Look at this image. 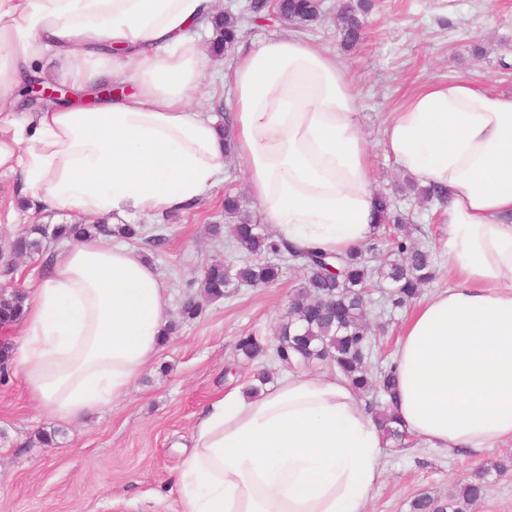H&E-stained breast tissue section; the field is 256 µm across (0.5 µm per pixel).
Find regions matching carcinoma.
<instances>
[{
  "label": "carcinoma",
  "mask_w": 512,
  "mask_h": 512,
  "mask_svg": "<svg viewBox=\"0 0 512 512\" xmlns=\"http://www.w3.org/2000/svg\"><path fill=\"white\" fill-rule=\"evenodd\" d=\"M368 0H343L339 4L336 22L343 34L344 44L357 45L362 35L363 15L368 11ZM266 5L262 0H252L240 14L230 12L214 20L216 35L213 50L229 54L235 48L243 23L257 22L264 18ZM280 20L294 24L300 30H310L326 14L324 0H284L280 4ZM423 202H446L442 191L434 187H418L412 183L400 188ZM376 224H404L406 217L384 193L376 194ZM224 217L230 221L228 229L238 249L254 260L243 265L231 262L214 263L204 271L199 288L207 296L217 299L224 296V289L232 285L254 288L275 284L288 266L298 264L308 271L306 280L294 289L288 304V313L276 326L274 334L239 337L235 350L248 362L262 361L267 357L288 365H309L327 362L343 373L352 383L357 394L363 396L375 391L384 397L377 419L379 427L396 446H401L405 433L392 426L388 414L394 399L392 370L386 366L372 371L367 365L368 355L375 344L365 320L367 289L391 287V301L401 306L419 297L421 288L435 278L433 251L411 242L405 232L391 240L389 252L394 258L377 265L371 264L372 250L359 248L342 254H324L314 250L292 251L272 241L262 225L242 209L240 199L230 194L224 197ZM108 233L115 237L137 239L143 229L135 224H117L113 227L100 221L96 224H57L51 228L34 224L28 231L15 238L11 249L19 256L43 252L44 243ZM26 293L23 290L0 293V317L9 318L8 324L17 322L23 312ZM486 475L481 474L464 484L458 492L441 500L426 493L418 495L411 504L412 512H470V507L480 501L486 492Z\"/></svg>",
  "instance_id": "obj_1"
}]
</instances>
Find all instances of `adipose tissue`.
Listing matches in <instances>:
<instances>
[{
	"instance_id": "1",
	"label": "adipose tissue",
	"mask_w": 512,
	"mask_h": 512,
	"mask_svg": "<svg viewBox=\"0 0 512 512\" xmlns=\"http://www.w3.org/2000/svg\"><path fill=\"white\" fill-rule=\"evenodd\" d=\"M214 0H0V172L31 202L94 219L184 209L224 175V136L195 98ZM52 56L76 92L29 122L5 108ZM229 82L235 153L279 243L342 253L375 238V192L342 62L300 36L242 48ZM386 154L446 189L452 286L418 302L393 357L391 412L450 451L512 443V94L461 78L392 112ZM167 286L110 239L69 243L26 302L10 365L70 420L122 397L158 354ZM388 442L339 372L234 389L197 417L180 512H368Z\"/></svg>"
}]
</instances>
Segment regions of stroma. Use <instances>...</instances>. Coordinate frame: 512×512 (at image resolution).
Masks as SVG:
<instances>
[{
  "instance_id": "stroma-1",
  "label": "stroma",
  "mask_w": 512,
  "mask_h": 512,
  "mask_svg": "<svg viewBox=\"0 0 512 512\" xmlns=\"http://www.w3.org/2000/svg\"><path fill=\"white\" fill-rule=\"evenodd\" d=\"M364 18V39L344 49L333 13L339 0H326L331 12L307 31L313 43L336 54L358 95L359 119L369 154L375 190L394 194L405 172L386 155L384 122L420 85L466 78L512 93V0H371ZM202 84L210 115L223 121L233 110L223 76L229 60L218 55ZM224 180L194 208L144 218L145 236L131 248L149 256L168 287L167 318L175 329L158 356L129 392L86 417L64 423L45 415L15 371L0 375V512H180L171 477L190 445L198 413L217 397L249 385L255 365L236 360L238 337L272 335L288 311L304 268L285 270L266 288L234 286L224 297L201 295L204 268L215 261H246L221 228L224 197L232 194L254 220L262 213L248 188L245 163L224 162ZM17 177H0V249L31 225L76 222L71 212L22 203ZM413 211L416 242L433 250L439 268L436 287H447L448 226L437 204L399 199ZM163 234L162 247L147 244ZM202 307L194 319L181 315L185 296ZM367 317L379 344L370 368L389 364L410 306L400 308L373 293ZM52 441L40 443L39 433ZM505 472L492 471V463ZM385 475L375 489L371 512H411L419 494L445 498L477 473L488 482L485 497L472 512H512V444L491 452L463 455L409 441L389 447Z\"/></svg>"
}]
</instances>
